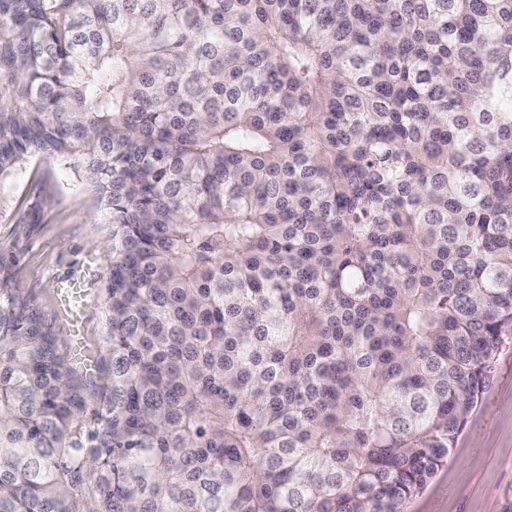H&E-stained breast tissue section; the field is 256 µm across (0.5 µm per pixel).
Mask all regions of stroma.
<instances>
[{"label":"stroma","instance_id":"35a3bbf8","mask_svg":"<svg viewBox=\"0 0 512 512\" xmlns=\"http://www.w3.org/2000/svg\"><path fill=\"white\" fill-rule=\"evenodd\" d=\"M94 197L65 165L33 160L0 190V291L34 298L61 336L78 333L96 356L97 290L112 264L111 225L94 215ZM79 281L85 303L77 328L59 315L61 285ZM512 506V348L491 374L487 398L452 449L447 466L406 512H506Z\"/></svg>","mask_w":512,"mask_h":512}]
</instances>
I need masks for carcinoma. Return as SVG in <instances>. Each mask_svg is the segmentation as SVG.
Returning <instances> with one entry per match:
<instances>
[{"mask_svg":"<svg viewBox=\"0 0 512 512\" xmlns=\"http://www.w3.org/2000/svg\"><path fill=\"white\" fill-rule=\"evenodd\" d=\"M112 225L104 353L0 295V512H404L512 347V0H0V182Z\"/></svg>","mask_w":512,"mask_h":512,"instance_id":"carcinoma-1","label":"carcinoma"}]
</instances>
